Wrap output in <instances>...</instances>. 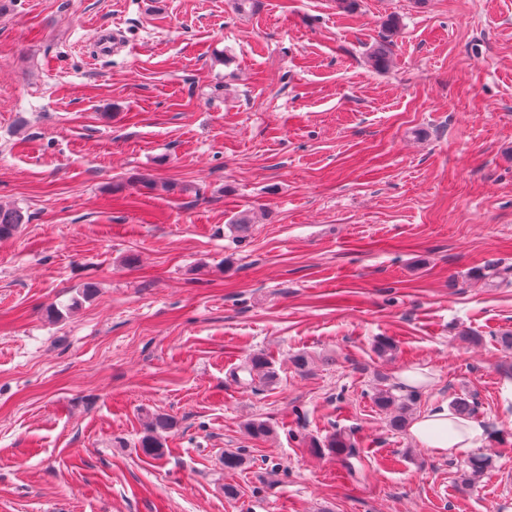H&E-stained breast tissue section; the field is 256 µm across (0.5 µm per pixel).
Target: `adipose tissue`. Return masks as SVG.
I'll list each match as a JSON object with an SVG mask.
<instances>
[{
  "label": "adipose tissue",
  "instance_id": "1",
  "mask_svg": "<svg viewBox=\"0 0 512 512\" xmlns=\"http://www.w3.org/2000/svg\"><path fill=\"white\" fill-rule=\"evenodd\" d=\"M409 433L417 447L440 457L465 455L481 448L487 440L482 422L456 415L444 401L417 415Z\"/></svg>",
  "mask_w": 512,
  "mask_h": 512
}]
</instances>
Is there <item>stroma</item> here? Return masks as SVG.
I'll return each instance as SVG.
<instances>
[{
    "label": "stroma",
    "mask_w": 512,
    "mask_h": 512,
    "mask_svg": "<svg viewBox=\"0 0 512 512\" xmlns=\"http://www.w3.org/2000/svg\"><path fill=\"white\" fill-rule=\"evenodd\" d=\"M0 203V512H512V0H0ZM414 367L505 435L471 489ZM425 371L408 368L398 374L401 385L378 389L374 396V404L383 412L389 413V426L395 430L406 427L411 407L419 400L418 390H404V386L416 388L426 381ZM403 385V386H402ZM394 391H398L399 395ZM172 426L173 422L165 415L158 414L152 417L146 434L140 440L142 451L146 455L160 456L163 452L162 434L168 432ZM311 448L319 454L332 455L338 458H348L356 452L355 444L350 436L341 431H336L326 438L323 444L314 443Z\"/></svg>",
    "instance_id": "35a3bbf8"
}]
</instances>
